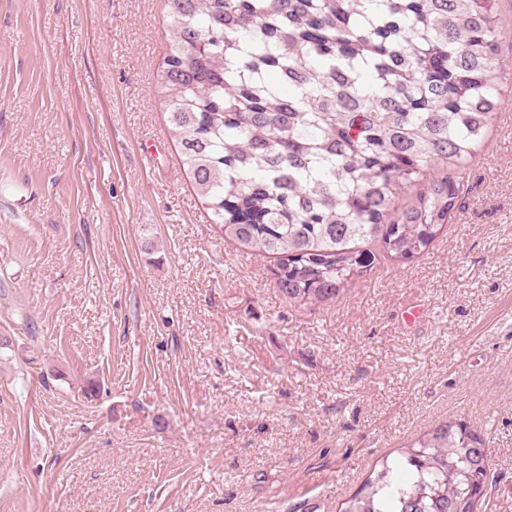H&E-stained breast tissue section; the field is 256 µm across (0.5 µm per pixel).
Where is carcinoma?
<instances>
[{"label":"carcinoma","mask_w":512,"mask_h":512,"mask_svg":"<svg viewBox=\"0 0 512 512\" xmlns=\"http://www.w3.org/2000/svg\"><path fill=\"white\" fill-rule=\"evenodd\" d=\"M157 88L213 222L274 258L289 302L335 300L448 225L504 86L494 0H166ZM415 199L400 203L416 185ZM484 439L442 421L341 512H481Z\"/></svg>","instance_id":"carcinoma-1"}]
</instances>
